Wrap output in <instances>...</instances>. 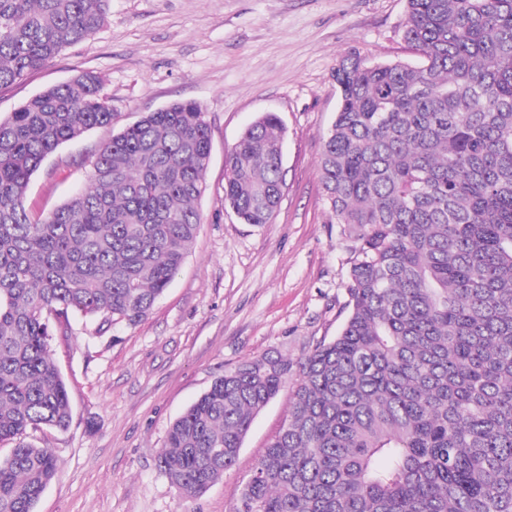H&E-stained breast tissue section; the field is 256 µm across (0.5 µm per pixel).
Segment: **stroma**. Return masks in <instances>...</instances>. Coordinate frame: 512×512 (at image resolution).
<instances>
[{
  "label": "stroma",
  "instance_id": "stroma-1",
  "mask_svg": "<svg viewBox=\"0 0 512 512\" xmlns=\"http://www.w3.org/2000/svg\"><path fill=\"white\" fill-rule=\"evenodd\" d=\"M407 0H110L104 26L20 84L0 89V118L85 72L117 117L64 143L32 176L27 210L46 215L85 184L80 162L114 128L176 101L199 103L212 153L201 224L181 268L140 322L95 334L72 314L49 340L69 393L67 430L27 438L58 458L36 512H231L288 417L297 379L254 419L234 466L197 497L158 461L171 423L214 380L273 354L302 361L341 330L352 242L335 224L320 158L339 106L341 59L421 64L405 39ZM266 112L284 128L285 184L270 223H241L224 202V159Z\"/></svg>",
  "mask_w": 512,
  "mask_h": 512
}]
</instances>
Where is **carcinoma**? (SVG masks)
Returning a JSON list of instances; mask_svg holds the SVG:
<instances>
[{
    "instance_id": "cac0c4a2",
    "label": "carcinoma",
    "mask_w": 512,
    "mask_h": 512,
    "mask_svg": "<svg viewBox=\"0 0 512 512\" xmlns=\"http://www.w3.org/2000/svg\"><path fill=\"white\" fill-rule=\"evenodd\" d=\"M109 0H0V89L104 24ZM424 57H344L323 193L355 243L348 317L298 366L288 419L234 512H512V0H407ZM81 73L0 119V512H36L63 430L48 348L71 313L135 324L198 233L211 156L200 105L147 112L88 158L86 186L43 217L24 205L61 144L114 125ZM282 124L262 114L225 157L224 202L268 224L282 196ZM291 365L224 372L170 426L159 464L185 494L222 479Z\"/></svg>"
}]
</instances>
